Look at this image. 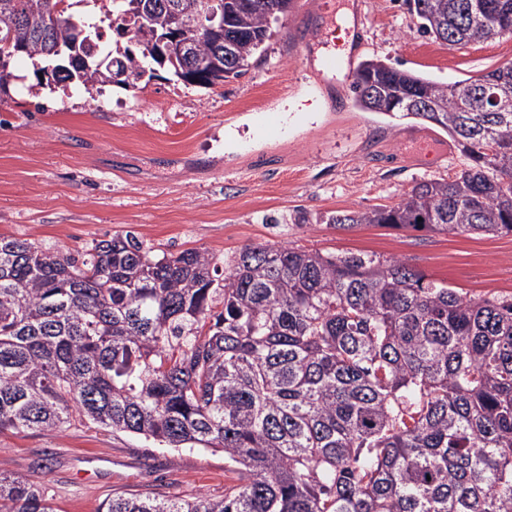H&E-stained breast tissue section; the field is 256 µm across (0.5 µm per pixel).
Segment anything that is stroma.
I'll use <instances>...</instances> for the list:
<instances>
[{"label":"stroma","mask_w":512,"mask_h":512,"mask_svg":"<svg viewBox=\"0 0 512 512\" xmlns=\"http://www.w3.org/2000/svg\"><path fill=\"white\" fill-rule=\"evenodd\" d=\"M320 0H295L242 77L206 89L37 86L22 63L0 101V236L69 252L132 230L156 253L230 259L290 245L408 261L461 295H512V234L446 235L322 223L331 211L398 203L464 163L450 138L414 119L366 112L344 64L319 72L298 41ZM354 15L356 61L379 58L454 83L512 64V37L459 49L419 32L405 0H336ZM306 223H292L296 214ZM0 472L42 485L59 512H98L107 495L220 498L237 474L220 451L168 448L72 420L0 432Z\"/></svg>","instance_id":"stroma-1"}]
</instances>
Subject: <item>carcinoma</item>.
<instances>
[{"label":"carcinoma","instance_id":"obj_1","mask_svg":"<svg viewBox=\"0 0 512 512\" xmlns=\"http://www.w3.org/2000/svg\"><path fill=\"white\" fill-rule=\"evenodd\" d=\"M0 15V49L45 67L75 42L97 51L55 78L89 95L123 64L175 75L126 39L104 50L84 0H31ZM101 3L104 18L127 9ZM64 4L42 29V13ZM294 0H224L219 54L200 40L211 88L244 75ZM419 30L450 46L512 36V0H406ZM143 25L162 32L159 8ZM362 109L433 124L466 163L393 206L326 224L512 233V65L442 85L369 59ZM170 448L220 450L224 497L116 496L98 512H512V295L466 298L399 258L247 246L219 268L205 249L154 253L133 232L74 255L0 236V429L72 419ZM0 512H58L45 489L0 474Z\"/></svg>","mask_w":512,"mask_h":512}]
</instances>
